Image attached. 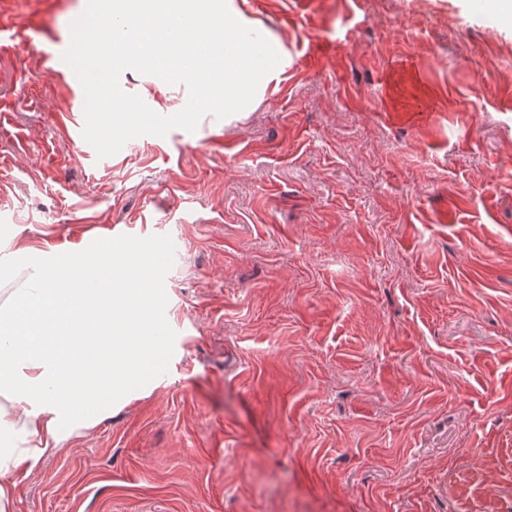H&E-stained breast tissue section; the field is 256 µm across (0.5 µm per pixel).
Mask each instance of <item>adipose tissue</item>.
<instances>
[{
	"mask_svg": "<svg viewBox=\"0 0 512 512\" xmlns=\"http://www.w3.org/2000/svg\"><path fill=\"white\" fill-rule=\"evenodd\" d=\"M81 246H71L54 272L35 269L30 284L0 304V512L31 473V463L60 447L73 427L90 428L111 415L117 403L137 397L162 353L154 336L156 301L138 287L142 269L116 264L128 285L96 288L91 275L102 268ZM120 309L129 334L97 345L103 360L85 361L80 352L88 332ZM20 434L26 449L10 439Z\"/></svg>",
	"mask_w": 512,
	"mask_h": 512,
	"instance_id": "1",
	"label": "adipose tissue"
}]
</instances>
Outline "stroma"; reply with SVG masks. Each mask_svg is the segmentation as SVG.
<instances>
[{
	"label": "stroma",
	"instance_id": "obj_1",
	"mask_svg": "<svg viewBox=\"0 0 512 512\" xmlns=\"http://www.w3.org/2000/svg\"><path fill=\"white\" fill-rule=\"evenodd\" d=\"M290 2L245 5L288 53L250 112L100 159L62 59L87 0H0V302L17 244L137 246L163 350L11 512H512V23ZM318 36L336 51L304 64Z\"/></svg>",
	"mask_w": 512,
	"mask_h": 512
}]
</instances>
